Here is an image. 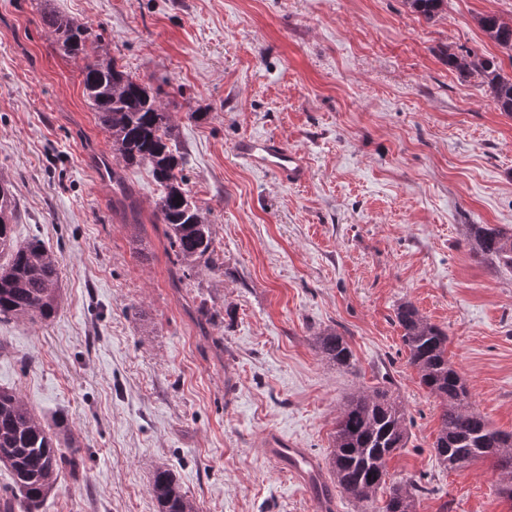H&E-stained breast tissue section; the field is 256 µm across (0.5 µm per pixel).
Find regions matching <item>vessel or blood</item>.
Wrapping results in <instances>:
<instances>
[{"label":"vessel or blood","instance_id":"vessel-or-blood-1","mask_svg":"<svg viewBox=\"0 0 512 512\" xmlns=\"http://www.w3.org/2000/svg\"><path fill=\"white\" fill-rule=\"evenodd\" d=\"M237 153L252 167L272 172L286 184L300 183L307 176V157L272 136L245 138L238 144Z\"/></svg>","mask_w":512,"mask_h":512}]
</instances>
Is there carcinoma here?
<instances>
[{"mask_svg": "<svg viewBox=\"0 0 512 512\" xmlns=\"http://www.w3.org/2000/svg\"><path fill=\"white\" fill-rule=\"evenodd\" d=\"M416 12L431 20L448 0H407ZM45 24L52 29L64 54L86 55L87 44L99 35L73 19L49 13ZM478 23L497 45L512 52V20L498 14L481 15ZM448 67L476 71L486 79L503 112L512 114V76L505 77L490 59H466L448 54ZM84 94L97 124L112 141V155L127 167L146 165L162 188L154 210L155 223L165 234L179 266L172 286L199 263L214 262L211 225L183 188V157L176 132L157 96L131 76L114 59L88 61L82 70ZM16 210L12 185L0 178V322H47L57 313L60 300L58 260L38 239L19 242L14 237ZM470 249L493 269L512 274V230L489 224L466 225ZM403 344L420 384L438 401L441 423L433 442L436 461L448 471L492 458L505 482L498 494L512 501V433L494 429L473 407L468 389L455 363L448 357V334L405 304L397 311ZM321 356L339 369L353 365V352L343 334L327 329L315 336ZM406 412L389 391L375 387L352 395L336 418L333 448L328 465L336 486L358 504L369 503L377 491L387 488L384 512H417L422 488L413 482L387 483L388 462L406 447ZM0 465L12 477L11 488L0 495V512H40L53 491L59 473L77 471L82 458L77 450L66 452L46 420L29 409L19 394L0 388ZM150 492L158 512H197L168 468L154 471Z\"/></svg>", "mask_w": 512, "mask_h": 512, "instance_id": "cac0c4a2", "label": "carcinoma"}]
</instances>
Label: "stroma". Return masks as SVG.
I'll return each instance as SVG.
<instances>
[{"mask_svg":"<svg viewBox=\"0 0 512 512\" xmlns=\"http://www.w3.org/2000/svg\"><path fill=\"white\" fill-rule=\"evenodd\" d=\"M49 11L100 34L89 56L162 89L216 251L181 290L148 167L122 171L134 215L91 173L112 144ZM489 11L511 18L512 0H448L432 21L404 0H0V176L16 239H41L61 281L55 318L0 322V386L83 460L43 512H157L160 466L198 512H320L325 487L334 512H381L385 492L359 509L328 468L342 403L377 385L406 409L409 443L388 470L428 487L418 512H512L491 460L437 464L441 409L396 319L409 303L445 330L474 408L512 433V276L464 242L470 224L512 229V116L445 62L484 56L512 75L478 26ZM253 135L304 152L307 180L238 158ZM329 328L353 369L320 356L314 335ZM274 434L319 464L315 479L268 456Z\"/></svg>","mask_w":512,"mask_h":512,"instance_id":"stroma-1","label":"stroma"}]
</instances>
